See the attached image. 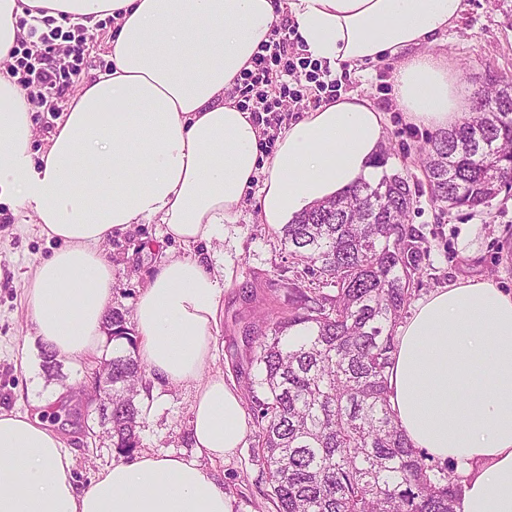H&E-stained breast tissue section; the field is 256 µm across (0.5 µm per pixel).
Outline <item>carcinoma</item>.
<instances>
[{
	"label": "carcinoma",
	"instance_id": "carcinoma-1",
	"mask_svg": "<svg viewBox=\"0 0 512 512\" xmlns=\"http://www.w3.org/2000/svg\"><path fill=\"white\" fill-rule=\"evenodd\" d=\"M472 112L419 146L430 199L477 213L512 191V74H488ZM415 182L402 173L361 181L279 228L281 243L325 294L293 285L288 313L250 338L254 454L275 512H456L455 463L440 467L399 428L388 376L398 324L422 272V236L409 224ZM112 447L139 448L145 376L122 314L112 312Z\"/></svg>",
	"mask_w": 512,
	"mask_h": 512
}]
</instances>
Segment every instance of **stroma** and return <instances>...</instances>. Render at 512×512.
I'll return each instance as SVG.
<instances>
[{
    "mask_svg": "<svg viewBox=\"0 0 512 512\" xmlns=\"http://www.w3.org/2000/svg\"><path fill=\"white\" fill-rule=\"evenodd\" d=\"M466 12L460 26L449 29L435 50L447 55L458 73L464 91L481 85L487 70L512 74V10L494 5L493 0H465ZM112 22H100L88 32L81 70L74 76L54 109H39L35 115L34 147H42L51 137L62 112L82 85L108 65L106 44ZM395 63H370L338 75V91L360 92L384 114V147L388 151L386 171L406 168L417 180L425 175L416 151L430 131L406 122L393 85ZM314 93L286 100L279 122L266 125L259 154L270 158L277 149L283 127L315 108ZM243 199L235 223L225 225L223 238L199 243L198 253L210 269L224 272V293L219 306L215 334V357L211 374L239 393L244 408H251L247 384L257 373L248 360L246 329L259 311L288 309V289L292 282L310 287L308 278H297L287 249L276 227L260 223L256 208L257 189ZM410 221L425 238L423 274L413 294L422 299L435 289L454 281L494 279L501 288L512 290V192L501 193L484 213L469 216L462 212L442 214L428 196H421ZM57 241L42 234L29 210L23 206H0V409L36 414L58 390H67L60 417L55 422L67 447L73 448V475L79 487L90 485L96 474L117 461L132 462V455L116 453L98 416H90L94 438L84 437L75 423L76 413L86 410L93 396V380L99 371L96 360L73 358L44 366L43 346L36 338L31 313L24 294V281L41 259L57 248ZM112 263L115 281L111 309L132 320L143 286L170 254H183L184 246L163 234L159 224H138L115 235L104 245ZM143 423L140 449L155 454L192 456L190 418L193 389L189 386H160L142 392ZM254 433H247L235 454L216 462L213 471L233 512H272L264 497V475L253 457Z\"/></svg>",
    "mask_w": 512,
    "mask_h": 512,
    "instance_id": "obj_1",
    "label": "stroma"
}]
</instances>
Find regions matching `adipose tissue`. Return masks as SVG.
<instances>
[{"label": "adipose tissue", "mask_w": 512, "mask_h": 512, "mask_svg": "<svg viewBox=\"0 0 512 512\" xmlns=\"http://www.w3.org/2000/svg\"><path fill=\"white\" fill-rule=\"evenodd\" d=\"M40 9L88 28L111 19L112 69L80 88L36 151V92L7 61L26 35L20 18ZM464 12V0H0V201L25 203L59 243L25 285L36 336L59 358L102 357L114 272L100 246L132 225H163L189 248L223 236L257 172L259 216L273 226L379 176L383 115L360 93L305 112L260 159L262 129L232 91L282 15L333 71L400 58L394 91L406 119L445 130L471 101L430 47ZM223 292L188 252L160 265L135 308L151 378L194 388V456L145 452L82 491L47 423L0 413V512H232L209 465L240 448L248 423L223 377L203 375ZM389 385L414 447L455 462L457 512H512V290L459 281L418 301Z\"/></svg>", "instance_id": "obj_1"}]
</instances>
